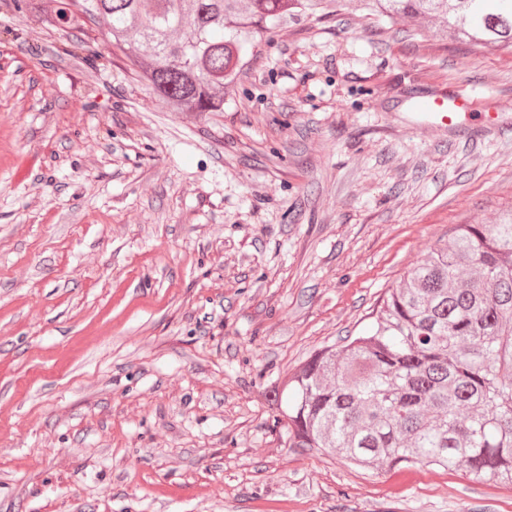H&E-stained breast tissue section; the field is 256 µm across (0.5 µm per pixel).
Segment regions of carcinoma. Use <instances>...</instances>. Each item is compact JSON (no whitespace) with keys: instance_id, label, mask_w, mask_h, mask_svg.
<instances>
[{"instance_id":"obj_1","label":"carcinoma","mask_w":512,"mask_h":512,"mask_svg":"<svg viewBox=\"0 0 512 512\" xmlns=\"http://www.w3.org/2000/svg\"><path fill=\"white\" fill-rule=\"evenodd\" d=\"M50 26L99 30L174 112H222L257 40L339 0H14ZM476 51H512V0H365ZM288 447L364 467L427 464L512 483V212L458 224L387 291L360 335L269 390Z\"/></svg>"}]
</instances>
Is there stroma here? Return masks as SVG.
<instances>
[{"label": "stroma", "mask_w": 512, "mask_h": 512, "mask_svg": "<svg viewBox=\"0 0 512 512\" xmlns=\"http://www.w3.org/2000/svg\"><path fill=\"white\" fill-rule=\"evenodd\" d=\"M75 39L0 0V512H512L510 483L289 447L266 396L512 210V52L341 0L188 115ZM461 88L466 129L419 126Z\"/></svg>", "instance_id": "stroma-1"}]
</instances>
